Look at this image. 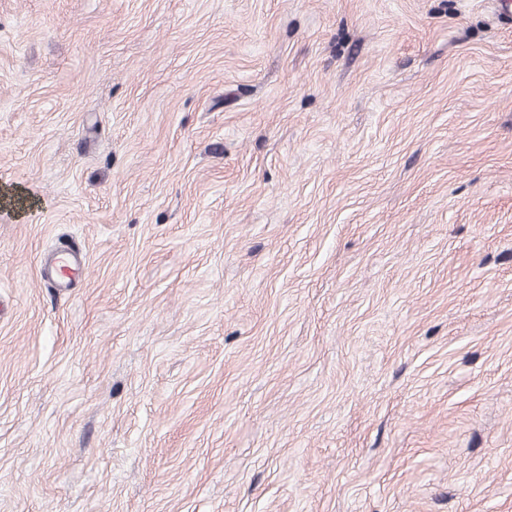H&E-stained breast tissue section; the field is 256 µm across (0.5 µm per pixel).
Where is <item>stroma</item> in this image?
I'll use <instances>...</instances> for the list:
<instances>
[{
  "label": "stroma",
  "instance_id": "35a3bbf8",
  "mask_svg": "<svg viewBox=\"0 0 512 512\" xmlns=\"http://www.w3.org/2000/svg\"><path fill=\"white\" fill-rule=\"evenodd\" d=\"M0 512H512L494 0H0ZM85 276V265L79 248L71 246L58 254L53 271L52 281L61 287L59 282L68 280V284L76 278Z\"/></svg>",
  "mask_w": 512,
  "mask_h": 512
}]
</instances>
